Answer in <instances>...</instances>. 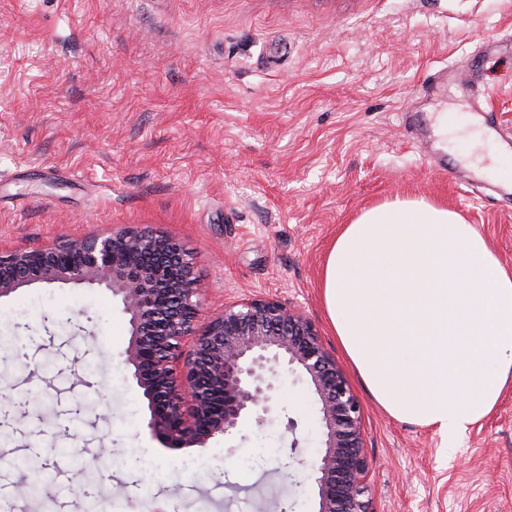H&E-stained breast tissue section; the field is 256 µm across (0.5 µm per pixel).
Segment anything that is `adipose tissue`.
I'll return each instance as SVG.
<instances>
[{
    "mask_svg": "<svg viewBox=\"0 0 512 512\" xmlns=\"http://www.w3.org/2000/svg\"><path fill=\"white\" fill-rule=\"evenodd\" d=\"M323 296L376 403L446 443L512 381V267L447 207L397 198L362 212L327 254Z\"/></svg>",
    "mask_w": 512,
    "mask_h": 512,
    "instance_id": "ef3b65f1",
    "label": "adipose tissue"
}]
</instances>
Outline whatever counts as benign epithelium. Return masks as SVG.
<instances>
[{"instance_id": "7a95c632", "label": "benign epithelium", "mask_w": 512, "mask_h": 512, "mask_svg": "<svg viewBox=\"0 0 512 512\" xmlns=\"http://www.w3.org/2000/svg\"><path fill=\"white\" fill-rule=\"evenodd\" d=\"M136 254L150 261L129 262ZM36 283L104 288L121 297L130 325L125 363L148 401L149 427L175 448H204L245 419L264 424L284 378L303 373L320 413L322 450L307 463L316 512H375L361 405L302 313L274 299H242L196 332L191 254L164 232L133 226L0 253V298Z\"/></svg>"}]
</instances>
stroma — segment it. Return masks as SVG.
<instances>
[{
    "instance_id": "stroma-1",
    "label": "stroma",
    "mask_w": 512,
    "mask_h": 512,
    "mask_svg": "<svg viewBox=\"0 0 512 512\" xmlns=\"http://www.w3.org/2000/svg\"><path fill=\"white\" fill-rule=\"evenodd\" d=\"M442 68L463 77L431 92ZM443 112L438 175L424 148ZM476 123L512 133V0H0V249L128 225L176 237L197 262L199 325L256 297L312 321L362 406L375 512H512V382L448 447L376 404L320 289L340 226L397 197L446 205L512 266V179L469 167ZM4 333L22 347L0 355V458L51 472L35 499L17 466L0 471L14 512H316L305 377L263 426L173 450L125 363L119 298L24 287L0 298Z\"/></svg>"
}]
</instances>
